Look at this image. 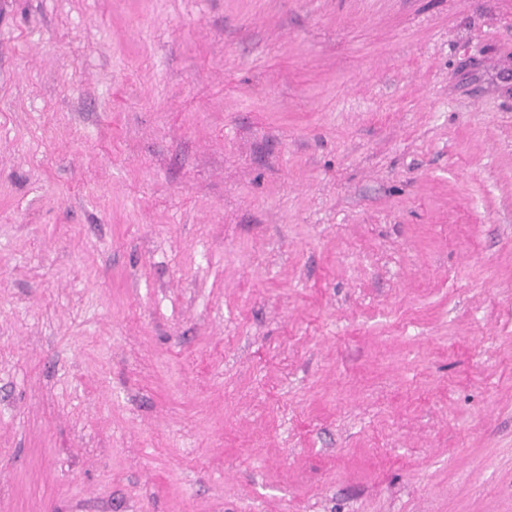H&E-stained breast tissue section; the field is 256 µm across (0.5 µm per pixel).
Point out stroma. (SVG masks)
<instances>
[{
  "label": "stroma",
  "instance_id": "stroma-1",
  "mask_svg": "<svg viewBox=\"0 0 512 512\" xmlns=\"http://www.w3.org/2000/svg\"><path fill=\"white\" fill-rule=\"evenodd\" d=\"M0 512H512V0H0Z\"/></svg>",
  "mask_w": 512,
  "mask_h": 512
}]
</instances>
